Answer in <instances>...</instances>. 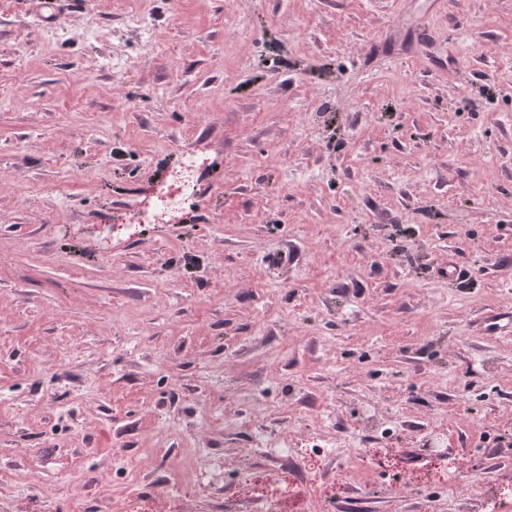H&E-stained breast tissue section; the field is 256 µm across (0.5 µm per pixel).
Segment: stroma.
<instances>
[{"mask_svg":"<svg viewBox=\"0 0 512 512\" xmlns=\"http://www.w3.org/2000/svg\"><path fill=\"white\" fill-rule=\"evenodd\" d=\"M62 9L0 0V512H512V0ZM199 163L195 155L187 158L182 166L174 170L166 184L154 193L147 206L140 210L133 224H163L179 208L186 194L193 187L194 173ZM292 432H282L277 436H259L255 437L251 443L249 450L251 452H259L271 456H280L287 452L292 444Z\"/></svg>","mask_w":512,"mask_h":512,"instance_id":"1","label":"stroma"}]
</instances>
